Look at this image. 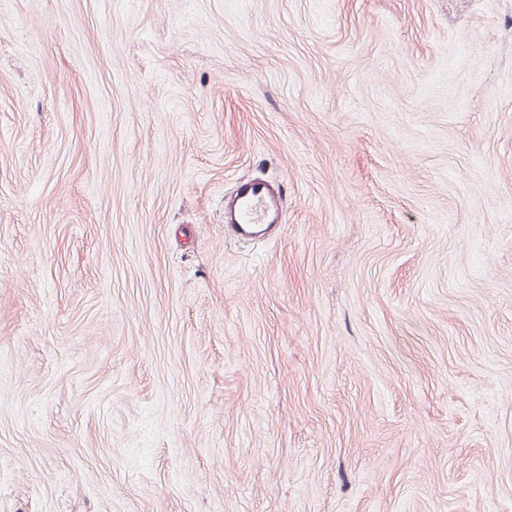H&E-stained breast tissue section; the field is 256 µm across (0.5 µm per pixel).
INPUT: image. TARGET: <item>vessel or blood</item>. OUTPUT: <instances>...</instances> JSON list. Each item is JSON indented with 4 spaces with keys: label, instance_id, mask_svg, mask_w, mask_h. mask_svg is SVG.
Wrapping results in <instances>:
<instances>
[{
    "label": "vessel or blood",
    "instance_id": "b4317fda",
    "mask_svg": "<svg viewBox=\"0 0 512 512\" xmlns=\"http://www.w3.org/2000/svg\"><path fill=\"white\" fill-rule=\"evenodd\" d=\"M283 220L280 189L263 179L243 182L224 210L226 232L242 240L265 237Z\"/></svg>",
    "mask_w": 512,
    "mask_h": 512
}]
</instances>
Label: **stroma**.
Instances as JSON below:
<instances>
[{
  "label": "stroma",
  "instance_id": "stroma-1",
  "mask_svg": "<svg viewBox=\"0 0 512 512\" xmlns=\"http://www.w3.org/2000/svg\"><path fill=\"white\" fill-rule=\"evenodd\" d=\"M0 512H512V0H0ZM284 220L279 187L268 180L243 182L224 210L225 230L242 240L263 238Z\"/></svg>",
  "mask_w": 512,
  "mask_h": 512
}]
</instances>
